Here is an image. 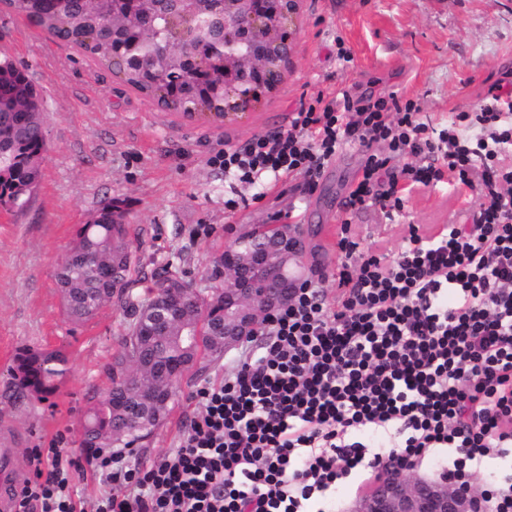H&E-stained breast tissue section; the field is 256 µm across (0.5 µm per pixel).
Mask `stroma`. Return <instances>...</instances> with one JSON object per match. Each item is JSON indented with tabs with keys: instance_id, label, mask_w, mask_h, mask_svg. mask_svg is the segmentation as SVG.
<instances>
[{
	"instance_id": "35a3bbf8",
	"label": "stroma",
	"mask_w": 512,
	"mask_h": 512,
	"mask_svg": "<svg viewBox=\"0 0 512 512\" xmlns=\"http://www.w3.org/2000/svg\"><path fill=\"white\" fill-rule=\"evenodd\" d=\"M293 50L281 83L232 124L190 122L161 111L81 50L52 38L0 5V55L26 65L44 97L47 153L26 207L0 211V448L27 465L32 449L78 442L87 398L110 388L107 366L132 320L130 300L151 298L154 280L182 271L198 291L225 284L217 262L241 226L285 224L304 216L307 277L335 296L337 240L328 228L349 220L361 247L394 255L405 224H460L476 204L461 186L411 193L395 220L373 209L344 214L341 203L364 162L360 149L339 152L314 190L302 179L264 178L245 186L208 159L225 143L240 144L287 128L302 94L397 95L419 101L432 123L470 111L487 88L512 82V0H300ZM344 44L351 60L336 59ZM238 196L246 207L228 212ZM118 201L140 231L131 297H113L85 323L66 314L56 286L58 263L106 200ZM58 349L66 373L56 394L40 401L19 393L12 376L18 350ZM230 355L188 372L152 435L125 451L126 468L149 466L175 448L195 408L190 395L219 382Z\"/></svg>"
}]
</instances>
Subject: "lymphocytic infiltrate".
I'll list each match as a JSON object with an SVG mask.
<instances>
[{
    "label": "lymphocytic infiltrate",
    "instance_id": "1",
    "mask_svg": "<svg viewBox=\"0 0 512 512\" xmlns=\"http://www.w3.org/2000/svg\"><path fill=\"white\" fill-rule=\"evenodd\" d=\"M396 97L317 92L287 129L225 145L226 176L300 177L314 187L346 147L365 153L346 212H400L413 190L460 185L479 204L465 224H407L392 259L361 249L342 222L337 293L312 280L260 332L222 381L199 388L176 448L147 468L95 449H50L16 512H75V471L90 466L121 490L96 512H307L353 473L417 465L442 453V475L467 482L512 455V90L437 128ZM395 431L401 441L351 440Z\"/></svg>",
    "mask_w": 512,
    "mask_h": 512
}]
</instances>
